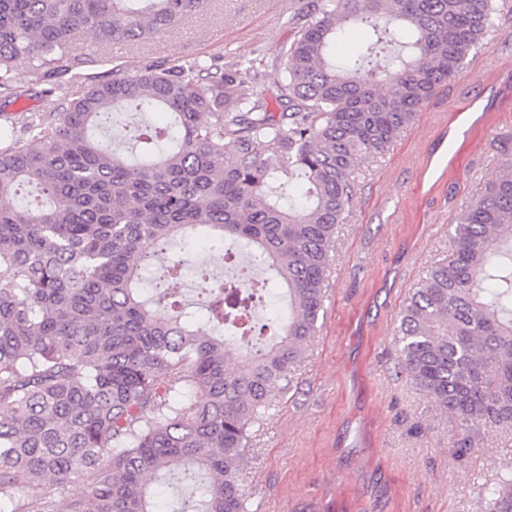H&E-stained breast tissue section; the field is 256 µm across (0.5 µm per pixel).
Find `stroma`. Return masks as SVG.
Returning a JSON list of instances; mask_svg holds the SVG:
<instances>
[{
    "label": "stroma",
    "instance_id": "1",
    "mask_svg": "<svg viewBox=\"0 0 512 512\" xmlns=\"http://www.w3.org/2000/svg\"><path fill=\"white\" fill-rule=\"evenodd\" d=\"M318 0H206L176 29L142 44L97 48L85 37L67 72L46 77L14 65L15 95L0 115L16 131L62 112L75 80L201 63L224 70L262 57L261 86L282 79L281 53ZM512 13L488 49L419 112L383 157L363 161L353 207L339 229L321 328L292 372L286 393L254 427L240 468L258 512H484L483 487L512 469V431L481 432L480 449L457 459L450 412L397 373L393 337L423 273L452 249L448 227L501 170L497 137L512 134ZM481 98L485 126L451 135L450 113Z\"/></svg>",
    "mask_w": 512,
    "mask_h": 512
}]
</instances>
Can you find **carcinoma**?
<instances>
[{
  "label": "carcinoma",
  "instance_id": "1",
  "mask_svg": "<svg viewBox=\"0 0 512 512\" xmlns=\"http://www.w3.org/2000/svg\"><path fill=\"white\" fill-rule=\"evenodd\" d=\"M203 3L0 0V89L20 58L54 73L87 34L145 42ZM511 7L321 0L271 87L252 86L255 59L116 73L74 85L25 137L0 129V512H248L239 465L324 314L359 160L390 150ZM351 26L371 40L341 44ZM511 142L509 173L465 203L394 338L461 456L482 428L512 430ZM192 236L229 259L230 242L250 249L261 287L288 299L278 335L205 271L183 302L174 247ZM484 493L512 512V472Z\"/></svg>",
  "mask_w": 512,
  "mask_h": 512
}]
</instances>
